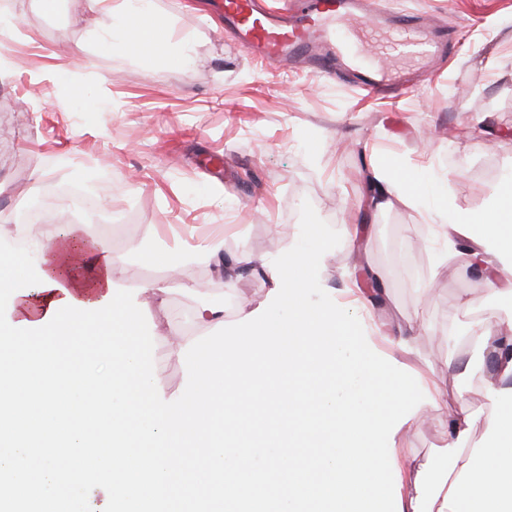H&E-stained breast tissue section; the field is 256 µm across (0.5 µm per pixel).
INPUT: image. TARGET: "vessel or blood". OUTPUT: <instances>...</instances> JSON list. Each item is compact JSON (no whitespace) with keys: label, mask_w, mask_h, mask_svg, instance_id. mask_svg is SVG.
Segmentation results:
<instances>
[{"label":"vessel or blood","mask_w":512,"mask_h":512,"mask_svg":"<svg viewBox=\"0 0 512 512\" xmlns=\"http://www.w3.org/2000/svg\"><path fill=\"white\" fill-rule=\"evenodd\" d=\"M288 11L289 20L281 21L265 15L256 0H224V16L246 51L276 69L308 64L364 91H386L399 82L379 60L409 65L449 51L445 35L418 17L372 12L366 0H292Z\"/></svg>","instance_id":"1"}]
</instances>
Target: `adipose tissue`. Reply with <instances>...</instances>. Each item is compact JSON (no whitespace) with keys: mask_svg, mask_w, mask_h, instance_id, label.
I'll use <instances>...</instances> for the list:
<instances>
[{"mask_svg":"<svg viewBox=\"0 0 512 512\" xmlns=\"http://www.w3.org/2000/svg\"><path fill=\"white\" fill-rule=\"evenodd\" d=\"M123 2L124 10L112 15V32L103 38L104 46L145 63L160 57L186 63L184 47L172 40L154 14L151 0ZM367 185L363 205L374 210L416 202L428 190L423 182L380 166L370 169ZM435 217L436 234L447 240L449 253L465 265L492 274V293L512 303V198L467 218L444 208ZM37 245L40 267L57 286L15 297L16 320L44 319L50 304L67 294L85 303L107 295L112 257L86 240L82 225H56ZM479 337L485 349L498 355L494 375L485 386L490 406L481 419L485 433L478 442L468 443V433L479 419L464 405L449 413L446 389L429 384L434 401L421 405L409 424L417 426L429 415L444 418L448 443L442 453L451 465L436 479H429L404 447L402 435H395L403 512H512V356L501 355L502 336L491 327L481 326Z\"/></svg>","mask_w":512,"mask_h":512,"instance_id":"ef3b65f1","label":"adipose tissue"}]
</instances>
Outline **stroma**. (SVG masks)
<instances>
[{"mask_svg":"<svg viewBox=\"0 0 512 512\" xmlns=\"http://www.w3.org/2000/svg\"><path fill=\"white\" fill-rule=\"evenodd\" d=\"M446 30L451 60L407 66L410 83L374 95L310 69L274 70L239 44L221 0H154L158 17L191 60L180 68L144 65L100 48L120 0L90 11L86 0H14L12 38L0 46V239L20 236L15 216L42 188L82 185L112 224L99 232L89 215L53 204L44 223L81 224L114 260L119 288L141 295L153 335L178 327L188 342L216 332L193 317L191 288L232 293L225 308L257 304L271 283L229 278L224 261L242 253L274 260L300 234V207L339 232L324 255L327 287L361 294L360 267L371 268L384 302L369 319L385 348L398 350L396 326L430 324L408 362L448 391V410L466 401L489 410L477 365L479 339L449 340L448 328L471 312L505 328V305L487 302L484 276L442 250L430 215L450 206L471 216L512 194V0H375ZM383 165L417 179L447 178L446 190L412 205L363 212L367 170ZM222 240L224 252L209 247ZM167 292L156 298L148 286ZM159 393L187 383L183 361L154 345ZM405 444L428 468L444 444L440 419L427 418Z\"/></svg>","mask_w":512,"mask_h":512,"instance_id":"35a3bbf8","label":"stroma"}]
</instances>
